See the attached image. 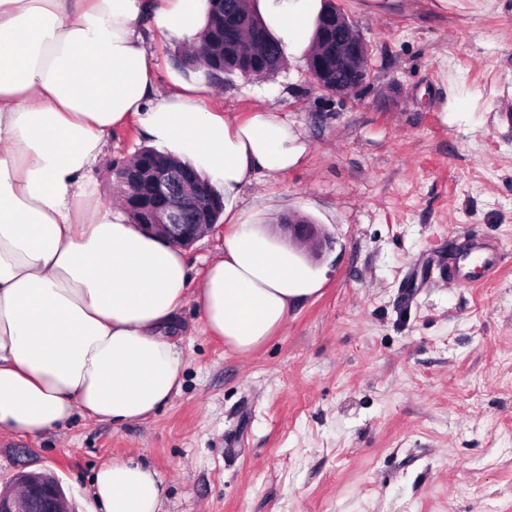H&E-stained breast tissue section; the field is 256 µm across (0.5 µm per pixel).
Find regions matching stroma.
<instances>
[{
    "label": "stroma",
    "instance_id": "obj_1",
    "mask_svg": "<svg viewBox=\"0 0 512 512\" xmlns=\"http://www.w3.org/2000/svg\"><path fill=\"white\" fill-rule=\"evenodd\" d=\"M369 48L371 85L318 92L307 62L229 77L206 105L286 117L306 147L285 174L243 187L236 207L279 228L316 224L299 246L323 272L317 295L248 354L209 335L194 303L170 336L179 394L115 426L81 414L32 436L0 432V489L53 472L76 512H99L92 481L115 459L153 468L164 512H512V0H334ZM166 91L181 46L148 25ZM146 142L113 130L87 175L101 205ZM496 238L507 263L461 288L417 267L448 234Z\"/></svg>",
    "mask_w": 512,
    "mask_h": 512
}]
</instances>
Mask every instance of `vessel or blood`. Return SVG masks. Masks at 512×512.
<instances>
[{
    "mask_svg": "<svg viewBox=\"0 0 512 512\" xmlns=\"http://www.w3.org/2000/svg\"><path fill=\"white\" fill-rule=\"evenodd\" d=\"M505 260L499 243L486 236H464L455 251L448 256L440 275L459 287H474L498 273Z\"/></svg>",
    "mask_w": 512,
    "mask_h": 512,
    "instance_id": "b4317fda",
    "label": "vessel or blood"
}]
</instances>
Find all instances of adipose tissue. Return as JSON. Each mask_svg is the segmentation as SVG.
<instances>
[{"mask_svg": "<svg viewBox=\"0 0 512 512\" xmlns=\"http://www.w3.org/2000/svg\"><path fill=\"white\" fill-rule=\"evenodd\" d=\"M259 2L286 59L301 57L319 0ZM147 13L167 38L202 43L205 0H0V431L36 435L78 412L147 420L181 389L167 334L186 301L246 354L321 289L290 245L233 209L243 186L287 172L304 145L269 109L240 121L182 83L156 97ZM131 123L224 192L229 229L198 288L181 249L94 203L87 174L106 136ZM94 493L104 512H161L156 472L130 460L101 466Z\"/></svg>", "mask_w": 512, "mask_h": 512, "instance_id": "ef3b65f1", "label": "adipose tissue"}]
</instances>
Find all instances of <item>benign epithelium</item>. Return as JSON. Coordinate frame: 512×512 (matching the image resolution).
<instances>
[{
	"mask_svg": "<svg viewBox=\"0 0 512 512\" xmlns=\"http://www.w3.org/2000/svg\"><path fill=\"white\" fill-rule=\"evenodd\" d=\"M349 17L336 11L326 23L336 27L343 38L336 39V69L346 71L349 85L363 91L368 85L369 47L361 32H344ZM312 83L327 94L343 98L346 87L336 84L331 91V73L325 58L318 57L309 66ZM195 169L186 164L178 169L162 166L158 159L146 157L134 169L125 171V179L136 184L135 193L127 200L128 209L137 217L136 225L147 232L161 236L171 245L184 249L215 228L203 224V208L193 193ZM288 237L293 241L320 243L314 224H287ZM15 489L0 492V512H73L58 480L46 472L20 471L14 477Z\"/></svg>",
	"mask_w": 512,
	"mask_h": 512,
	"instance_id": "benign-epithelium-1",
	"label": "benign epithelium"
}]
</instances>
